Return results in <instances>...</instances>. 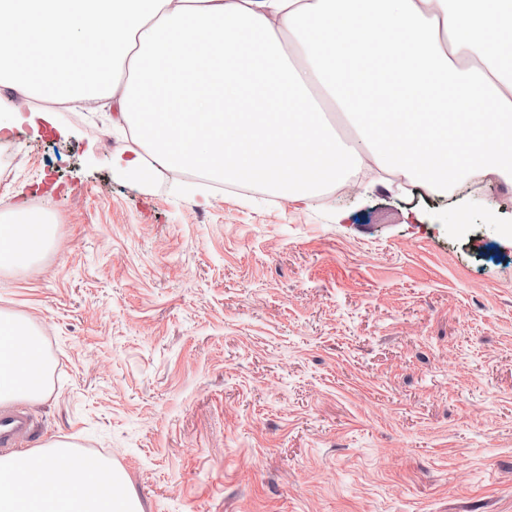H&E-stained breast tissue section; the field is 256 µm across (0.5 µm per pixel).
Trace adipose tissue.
<instances>
[{"label": "adipose tissue", "mask_w": 512, "mask_h": 512, "mask_svg": "<svg viewBox=\"0 0 512 512\" xmlns=\"http://www.w3.org/2000/svg\"><path fill=\"white\" fill-rule=\"evenodd\" d=\"M501 31L512 0H0V83L110 101L133 179L196 171L304 203L367 171L442 195L512 182V66L485 40ZM51 235L14 212L0 266L23 270ZM48 371L35 329L0 314V402L42 398ZM0 512L143 508L122 470L57 441L0 458Z\"/></svg>", "instance_id": "obj_1"}]
</instances>
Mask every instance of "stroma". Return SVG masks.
Here are the masks:
<instances>
[{"label": "stroma", "instance_id": "35a3bbf8", "mask_svg": "<svg viewBox=\"0 0 512 512\" xmlns=\"http://www.w3.org/2000/svg\"><path fill=\"white\" fill-rule=\"evenodd\" d=\"M112 116L33 98L0 139V207L58 220L0 268L51 363L18 452L73 438L144 512H512V184L453 224L422 189L134 181Z\"/></svg>", "mask_w": 512, "mask_h": 512}]
</instances>
